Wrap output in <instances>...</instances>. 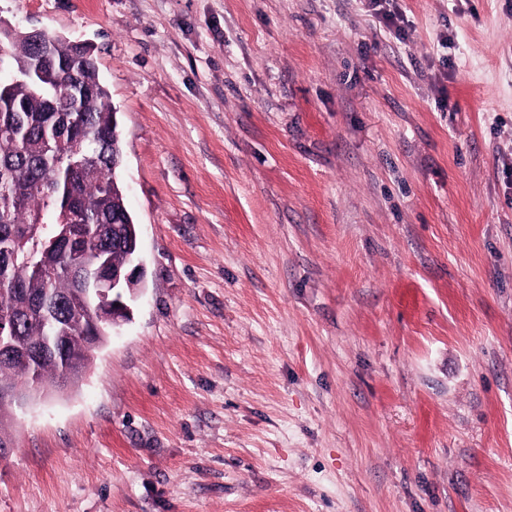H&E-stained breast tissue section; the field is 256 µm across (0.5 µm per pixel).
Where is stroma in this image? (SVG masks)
Returning a JSON list of instances; mask_svg holds the SVG:
<instances>
[{"label":"stroma","instance_id":"1","mask_svg":"<svg viewBox=\"0 0 512 512\" xmlns=\"http://www.w3.org/2000/svg\"><path fill=\"white\" fill-rule=\"evenodd\" d=\"M393 3L0 0L92 47L144 264L0 512H512V0Z\"/></svg>","mask_w":512,"mask_h":512}]
</instances>
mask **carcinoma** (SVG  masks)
I'll use <instances>...</instances> for the list:
<instances>
[{
    "mask_svg": "<svg viewBox=\"0 0 512 512\" xmlns=\"http://www.w3.org/2000/svg\"><path fill=\"white\" fill-rule=\"evenodd\" d=\"M38 61L31 44L20 34L0 49V79L14 69L30 68ZM49 77L36 83H18L13 89L17 110L0 106V240H7L16 258L0 259V312L14 313L19 341L30 348L47 342L52 331L36 307L45 289L71 303L54 309L68 329L71 385L80 380L93 360L95 349L83 343L91 332L87 314L74 310L79 299L64 271L73 246L66 212H76L86 225L91 245L85 262L94 265L98 253L117 264L138 252L139 226L124 199L120 181L123 144L110 94L93 59L74 60L69 41L57 38L54 62L41 63ZM87 87L92 93L69 104L70 91ZM77 154H103L105 158L84 169L70 167ZM56 237L47 249L42 241ZM30 368L17 358L0 361V382L26 383ZM62 363L52 356L40 365L42 389H60Z\"/></svg>",
    "mask_w": 512,
    "mask_h": 512,
    "instance_id": "cac0c4a2",
    "label": "carcinoma"
}]
</instances>
